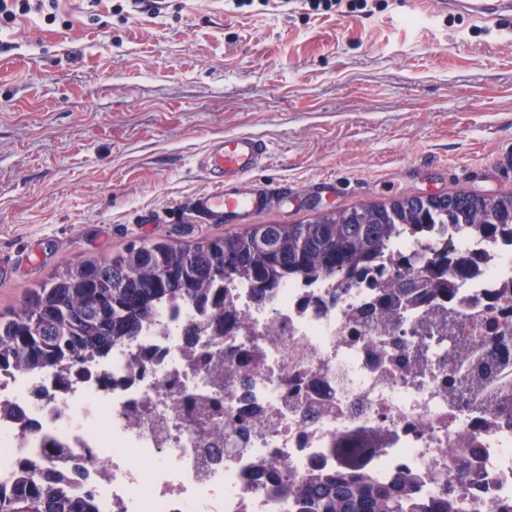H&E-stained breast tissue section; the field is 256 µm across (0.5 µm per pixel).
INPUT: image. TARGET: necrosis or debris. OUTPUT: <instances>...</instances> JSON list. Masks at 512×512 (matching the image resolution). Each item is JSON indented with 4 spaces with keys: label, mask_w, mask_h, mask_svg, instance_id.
Segmentation results:
<instances>
[{
    "label": "necrosis or debris",
    "mask_w": 512,
    "mask_h": 512,
    "mask_svg": "<svg viewBox=\"0 0 512 512\" xmlns=\"http://www.w3.org/2000/svg\"><path fill=\"white\" fill-rule=\"evenodd\" d=\"M402 255L419 270L461 256L470 273L450 297L409 299L393 325L377 300ZM226 307L219 328L163 304L135 342L63 379L0 370V489L52 445L60 486L93 492L99 512H288L278 485L336 469L341 441L364 430L377 443L363 471L377 480L431 496L463 471L452 492L466 512L512 502V232L396 233L361 276L290 279L262 299L239 283ZM242 414L247 445L203 459L212 428Z\"/></svg>",
    "instance_id": "4bbe7bcc"
}]
</instances>
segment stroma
<instances>
[{"label": "stroma", "instance_id": "obj_1", "mask_svg": "<svg viewBox=\"0 0 512 512\" xmlns=\"http://www.w3.org/2000/svg\"><path fill=\"white\" fill-rule=\"evenodd\" d=\"M0 29V313L67 259L198 224L197 166L227 135L271 146L287 192L253 224L424 194L512 192V27L367 0H57Z\"/></svg>", "mask_w": 512, "mask_h": 512}]
</instances>
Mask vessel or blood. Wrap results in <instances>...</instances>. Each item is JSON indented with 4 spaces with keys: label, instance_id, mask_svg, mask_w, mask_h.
<instances>
[{
    "label": "vessel or blood",
    "instance_id": "vessel-or-blood-1",
    "mask_svg": "<svg viewBox=\"0 0 512 512\" xmlns=\"http://www.w3.org/2000/svg\"><path fill=\"white\" fill-rule=\"evenodd\" d=\"M433 11L457 12L487 21L512 18V0H428ZM271 148L249 135L224 137L208 145L198 160L208 189L197 193L191 203L199 223L240 224L254 213L274 207L284 190L275 179L253 181L264 167Z\"/></svg>",
    "mask_w": 512,
    "mask_h": 512
}]
</instances>
